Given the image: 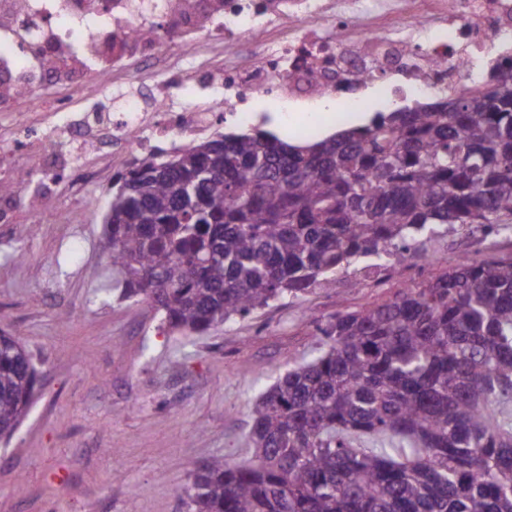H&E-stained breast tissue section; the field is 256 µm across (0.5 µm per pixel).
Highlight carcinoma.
I'll use <instances>...</instances> for the list:
<instances>
[{
    "instance_id": "1",
    "label": "carcinoma",
    "mask_w": 512,
    "mask_h": 512,
    "mask_svg": "<svg viewBox=\"0 0 512 512\" xmlns=\"http://www.w3.org/2000/svg\"><path fill=\"white\" fill-rule=\"evenodd\" d=\"M484 90L299 146L224 134L143 156L112 184L117 299L197 335L382 263L442 225L512 218V55ZM25 90L0 74V100ZM325 341L256 398L250 458L199 464L187 512H512V258L461 260L339 311ZM37 373L0 332V437ZM368 439L375 448H362Z\"/></svg>"
}]
</instances>
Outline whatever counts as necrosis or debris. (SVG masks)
Instances as JSON below:
<instances>
[{
	"label": "necrosis or debris",
	"instance_id": "4bbe7bcc",
	"mask_svg": "<svg viewBox=\"0 0 512 512\" xmlns=\"http://www.w3.org/2000/svg\"><path fill=\"white\" fill-rule=\"evenodd\" d=\"M16 10V0H0V70L32 100L50 83L126 85L123 111L110 116L73 112L65 98L43 108L56 113L57 133L72 144L90 149L109 135L132 154L155 139L189 145L223 119L252 124L257 97L302 112L338 99L345 105L339 119L348 123L372 98L459 96L475 84L474 60L512 40V0H224L218 10L201 0L202 26L176 0H28L20 24ZM148 27L158 39L138 42L133 52L146 67L127 74L112 39ZM168 51L178 62L155 84L149 67ZM212 52L223 63H208ZM47 58L54 70L44 67ZM190 86L208 93L206 107L173 111V97ZM51 139L34 124L24 139L0 135V180L19 155L25 182L71 180L78 167L49 158Z\"/></svg>",
	"mask_w": 512,
	"mask_h": 512
}]
</instances>
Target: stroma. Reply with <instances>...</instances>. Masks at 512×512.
Instances as JSON below:
<instances>
[{"label":"stroma","mask_w":512,"mask_h":512,"mask_svg":"<svg viewBox=\"0 0 512 512\" xmlns=\"http://www.w3.org/2000/svg\"><path fill=\"white\" fill-rule=\"evenodd\" d=\"M252 108L281 139L311 140L300 114L280 103L258 97ZM82 161L81 189L51 196L70 222L34 219L23 197L0 223V329L38 371L27 418L0 439V512H185L200 462L248 459L256 397L289 364L317 355L318 323L462 257L512 256V229L443 226L403 260L379 270L357 263L332 287L185 337L151 305L110 291L105 215L129 156L107 143ZM18 248L20 263L11 259Z\"/></svg>","instance_id":"stroma-1"}]
</instances>
